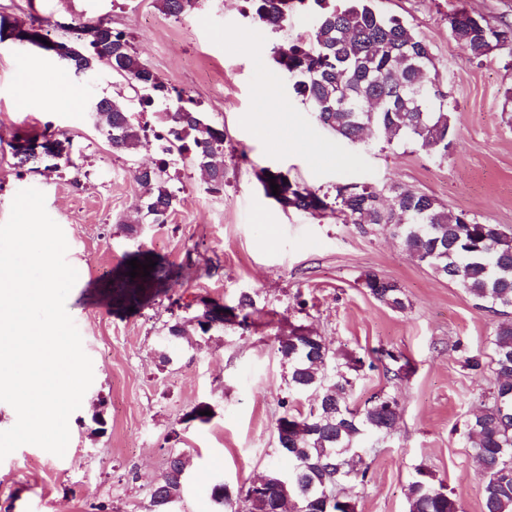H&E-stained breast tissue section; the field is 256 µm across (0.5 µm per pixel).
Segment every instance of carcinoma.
I'll return each mask as SVG.
<instances>
[{"label":"carcinoma","instance_id":"cac0c4a2","mask_svg":"<svg viewBox=\"0 0 512 512\" xmlns=\"http://www.w3.org/2000/svg\"><path fill=\"white\" fill-rule=\"evenodd\" d=\"M311 2L317 19L311 38L288 48H273L278 70L293 79L292 90L309 106L325 129L350 143L362 141L365 130L375 127L391 144L409 141L443 157L448 155L452 133L448 95L438 88L426 97L414 94L419 82L438 79L430 47L396 16H384L372 0H246L251 18L271 28H281L297 6ZM160 9L178 17L195 7L196 0H158ZM91 24L80 20L68 28L60 41L72 48L66 66L74 73L94 74L112 62V72L128 82L139 95L142 108L160 101L170 106L162 113L168 146L165 153L187 154L208 175L209 189L224 187V126L208 121L184 92L167 86L141 60L122 31L106 24L99 45L82 41ZM452 38L474 59L492 50H503L512 63V23L495 24L466 12L448 17ZM96 127L113 150L134 154L142 145L145 128L122 101L108 96L95 98L91 111ZM34 140L18 136L10 149L19 166L35 156L21 150V143ZM166 161L148 169H135V181L146 189L140 224H165L175 210L177 196L168 186ZM267 196L285 206L310 214L336 212L353 224H389L406 250L417 260L429 257L434 272L462 288L479 309L499 316L490 340L495 381L489 402L465 423L469 457L482 480L484 512H512V232L498 224H478L463 212H453L429 195L410 188H389L391 209L380 204L381 193L368 185L336 187L334 197L292 182L278 171H264L260 178ZM279 185L272 193L271 184ZM134 278L123 274L115 283L118 299L130 302L148 283L159 280V270L137 268ZM379 302L397 310L406 308L396 283L376 275L365 282ZM202 308L175 321L165 340L173 343L188 336L189 329L206 335L226 328L223 318L201 299ZM239 324L248 322L258 309L249 294L236 304ZM322 337L301 326L278 338L277 352L288 365L286 391L280 399L282 412L276 424L292 419L300 429L276 431V452L286 459L294 478L285 486L260 493L240 489L232 492L216 486L214 500L230 512H355L338 489L350 483L367 482L369 467L352 470L346 459L363 450L373 435L391 433L398 417V404L389 393L370 398L362 409L350 405L351 392L364 362L350 357L344 367L329 369L333 355L322 348ZM313 392V407L305 415L294 413L290 399ZM182 454L171 452L166 467L153 484L150 512H169L186 480ZM409 512H456L454 501L434 483L433 475L418 468L409 485Z\"/></svg>","mask_w":512,"mask_h":512}]
</instances>
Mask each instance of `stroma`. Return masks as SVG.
I'll use <instances>...</instances> for the list:
<instances>
[{
	"label": "stroma",
	"instance_id": "35a3bbf8",
	"mask_svg": "<svg viewBox=\"0 0 512 512\" xmlns=\"http://www.w3.org/2000/svg\"><path fill=\"white\" fill-rule=\"evenodd\" d=\"M374 6L401 18L432 50L451 103L447 157L411 143L340 140L292 96L270 48L309 40L313 10L296 12L274 33L246 16L245 0H199L177 18L160 13L154 0H0V14L46 25L54 36L78 17L125 30L141 59L225 133L223 192H210L189 160L173 158L167 173L178 191L175 211L167 223L144 225L139 238H128L119 223L136 217L145 196L133 170L162 154L150 143L132 156L113 152L88 112L94 97L129 96L127 85L105 68L79 79L42 50L0 43V223L19 190L44 193L68 257L87 268L85 285L71 289L66 304L93 364V382L69 417L64 456L28 444L0 460V512H98L102 505L149 512L151 487L174 449L185 459L186 482L172 512H216L214 486L235 490L287 469L275 452L287 372L277 339L296 326L323 336L338 360L383 348L404 364L397 380L381 366L365 370L353 390L359 408L380 391L399 403L395 430L367 445L368 482L344 491L356 512H408V484L419 467L443 484L457 512H483L463 430L493 387L496 315L413 259L387 225L283 208L258 179L267 168L324 192L399 184L480 223L512 228V111L505 107L512 68L496 51L472 58L448 27L459 10L492 23L512 20V0ZM35 63L47 77L68 81L75 93L69 104H22L20 80ZM273 102L287 107V126H261ZM48 123L69 139L68 161L55 171L41 160L17 167L13 137ZM140 251L167 276L135 306L117 304L111 283ZM369 274L395 281L407 308L372 297L364 285ZM243 292L259 310L253 325L167 345V325L190 315V302L231 304ZM469 357L481 360L482 375L466 368ZM200 404L211 408L208 421L191 417Z\"/></svg>",
	"mask_w": 512,
	"mask_h": 512
}]
</instances>
